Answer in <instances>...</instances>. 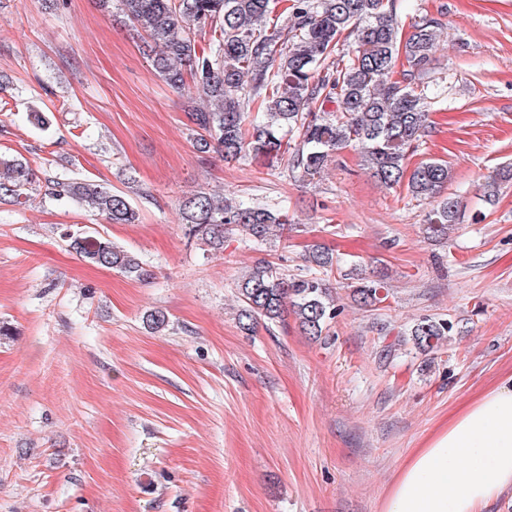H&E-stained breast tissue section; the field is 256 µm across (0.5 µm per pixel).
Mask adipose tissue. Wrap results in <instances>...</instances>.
<instances>
[{"mask_svg": "<svg viewBox=\"0 0 512 512\" xmlns=\"http://www.w3.org/2000/svg\"><path fill=\"white\" fill-rule=\"evenodd\" d=\"M512 488V376L401 466L382 512H484Z\"/></svg>", "mask_w": 512, "mask_h": 512, "instance_id": "ef3b65f1", "label": "adipose tissue"}]
</instances>
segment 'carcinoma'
Listing matches in <instances>:
<instances>
[{"mask_svg": "<svg viewBox=\"0 0 512 512\" xmlns=\"http://www.w3.org/2000/svg\"><path fill=\"white\" fill-rule=\"evenodd\" d=\"M128 20L150 38L146 51L166 83L180 90L189 72L194 95L185 106L197 146L215 149L224 161L249 154L272 168L283 160L315 179L333 154L360 150L361 162L382 185L403 186L416 201H429L425 232L445 239L461 218L459 199L445 193L448 163L429 159L408 168V159L431 127L425 90L438 42L436 19L421 16L402 38L396 0H120ZM219 30L208 46L196 32ZM352 50L337 54L341 38ZM259 103L258 111H249ZM36 175L21 159L0 160V201L28 197ZM512 182L505 166L484 184L492 200ZM50 195L84 203L110 224H133L138 212L124 194L92 181L55 178ZM189 234L215 252L224 250V227L234 224L262 243L288 226L287 213L230 203L198 192L181 208ZM68 250L96 265L144 278L139 258L100 234H66ZM308 272L286 278L261 258L238 282L239 321L250 331L259 320L277 322L293 313L302 331L323 335L340 314L327 279L338 265L329 249L313 245L304 255ZM380 279L359 278L354 300L383 303ZM447 319L425 318L411 329L414 346L433 350L450 337Z\"/></svg>", "mask_w": 512, "mask_h": 512, "instance_id": "carcinoma-1", "label": "carcinoma"}]
</instances>
